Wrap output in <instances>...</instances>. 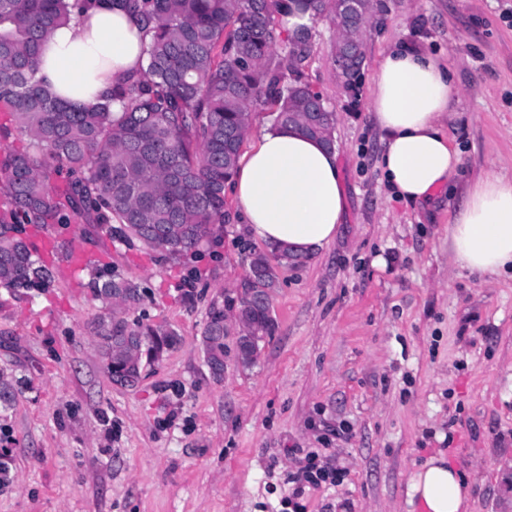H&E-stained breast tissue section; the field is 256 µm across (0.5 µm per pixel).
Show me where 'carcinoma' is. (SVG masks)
Listing matches in <instances>:
<instances>
[{"label":"carcinoma","mask_w":512,"mask_h":512,"mask_svg":"<svg viewBox=\"0 0 512 512\" xmlns=\"http://www.w3.org/2000/svg\"><path fill=\"white\" fill-rule=\"evenodd\" d=\"M79 4L91 0H0V106L29 141L0 172V196L16 218L0 223V288L14 293L45 291L55 280L19 227L53 219L65 224L67 209L92 217L117 241L136 242L169 260L200 251L214 226L224 223L225 189L258 108L273 112L276 125L335 145L336 116H325L315 132L306 124L322 99L304 79L310 29L283 39L276 16L298 11L334 21L343 0H126L150 35L147 66L117 80L110 96L89 108L61 103L37 78L41 42ZM279 44L284 57L272 66L267 58ZM363 58L356 53L337 73L344 88H352ZM114 102L121 104L118 115ZM63 168L71 178L61 189L53 174ZM296 264L286 253L252 254L256 282L244 279L236 296L209 309L203 334L208 362L224 366V318L233 311L248 326L236 357L244 367L256 363L260 343L275 330L278 268ZM88 288L97 297L119 288L130 306L141 300L138 286L108 272ZM123 313L112 308L100 317L97 335L112 381L134 388L144 363L181 338L160 325L132 326Z\"/></svg>","instance_id":"cac0c4a2"}]
</instances>
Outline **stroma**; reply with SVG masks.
I'll list each match as a JSON object with an SVG mask.
<instances>
[{
  "label": "stroma",
  "mask_w": 512,
  "mask_h": 512,
  "mask_svg": "<svg viewBox=\"0 0 512 512\" xmlns=\"http://www.w3.org/2000/svg\"><path fill=\"white\" fill-rule=\"evenodd\" d=\"M306 81L335 112L345 211L335 238L280 268L275 332L251 367L213 378L202 349L211 302L232 296L263 245L233 198L213 242L173 263L71 218L55 227L53 288H0V455L11 462L0 512H281L299 468L322 448L342 475L305 489L304 512H412L410 478L448 456L469 480L468 512H512V276L453 264L448 226L467 186L512 178V0H384L364 35L357 88L335 77L330 19L312 23ZM398 46L427 50L454 85L443 129L461 163L432 205L396 198L378 166L376 70ZM89 266L68 270L70 238ZM103 268L136 284L128 322L181 343L134 388L104 369L88 288ZM193 287L181 281L191 270Z\"/></svg>",
  "instance_id": "35a3bbf8"
}]
</instances>
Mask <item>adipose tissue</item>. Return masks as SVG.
Here are the masks:
<instances>
[{
    "label": "adipose tissue",
    "instance_id": "obj_1",
    "mask_svg": "<svg viewBox=\"0 0 512 512\" xmlns=\"http://www.w3.org/2000/svg\"><path fill=\"white\" fill-rule=\"evenodd\" d=\"M149 40L122 0H95L42 42L38 76L61 100L93 106L116 80L145 68ZM453 94L447 68L416 48L391 51L377 70L371 107L383 140L379 166L404 201H430L459 175V153L441 126ZM231 194L255 238L302 258L334 239L345 210L335 150L278 125L256 135ZM448 249L472 272L512 269V179L491 173L467 188L448 226ZM411 492L423 512H466L465 476L446 457L426 462Z\"/></svg>",
    "mask_w": 512,
    "mask_h": 512
}]
</instances>
